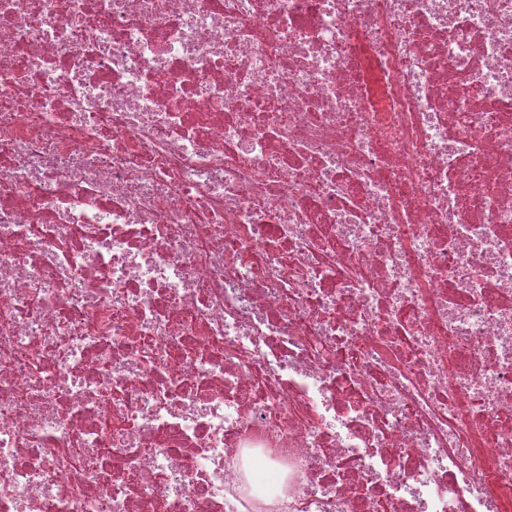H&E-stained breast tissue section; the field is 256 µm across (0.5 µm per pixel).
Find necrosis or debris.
I'll return each instance as SVG.
<instances>
[{
  "instance_id": "1",
  "label": "necrosis or debris",
  "mask_w": 512,
  "mask_h": 512,
  "mask_svg": "<svg viewBox=\"0 0 512 512\" xmlns=\"http://www.w3.org/2000/svg\"><path fill=\"white\" fill-rule=\"evenodd\" d=\"M0 512H512V0H0Z\"/></svg>"
}]
</instances>
